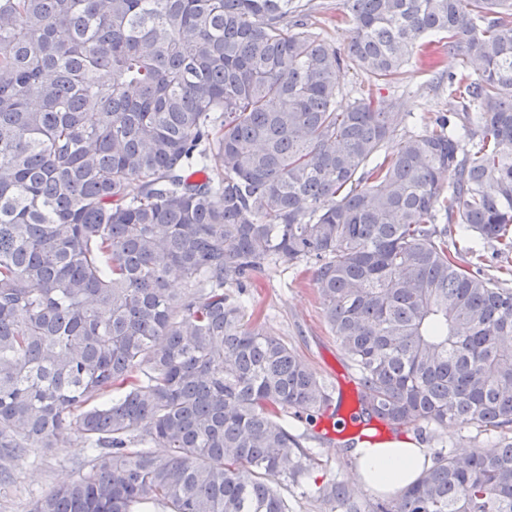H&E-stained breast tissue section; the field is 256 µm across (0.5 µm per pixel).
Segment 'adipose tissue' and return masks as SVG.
<instances>
[{"label": "adipose tissue", "mask_w": 512, "mask_h": 512, "mask_svg": "<svg viewBox=\"0 0 512 512\" xmlns=\"http://www.w3.org/2000/svg\"><path fill=\"white\" fill-rule=\"evenodd\" d=\"M358 474L363 488L394 494L411 484L429 466L426 449L409 447L402 441H391L384 447L359 451Z\"/></svg>", "instance_id": "ef3b65f1"}]
</instances>
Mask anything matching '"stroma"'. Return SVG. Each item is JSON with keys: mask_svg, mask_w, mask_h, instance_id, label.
I'll return each instance as SVG.
<instances>
[{"mask_svg": "<svg viewBox=\"0 0 512 512\" xmlns=\"http://www.w3.org/2000/svg\"><path fill=\"white\" fill-rule=\"evenodd\" d=\"M302 2L315 30L336 49H344L347 36L334 24L342 0ZM437 54L440 58L437 68L428 70L418 63H410L398 80L375 87L377 97L396 111L414 112L431 119L455 111L456 104L448 97V76L457 72L459 60L443 42L438 44ZM229 293L234 297L242 296L248 309L260 313L269 332L286 341L318 377L332 382L333 398L340 403V413L357 408V374L326 326L323 305L309 272L281 261L271 265L255 286L243 291L233 287ZM292 426L297 432L309 434L308 446L316 458L305 486L292 484L288 487L293 512H340L318 493L320 486L332 481L350 486L353 496L360 501L371 500L373 491H364L355 485L354 449L397 436L410 442L418 440L415 431L398 435L376 421L346 430L330 427L325 420L296 419ZM500 442L499 433L458 424L433 429L422 441L432 455L441 451L454 455L487 453L498 448ZM89 460V449L73 437L49 452L30 449L25 458L15 463L9 483L0 484V512H29L33 498L75 479Z\"/></svg>", "mask_w": 512, "mask_h": 512, "instance_id": "stroma-1", "label": "stroma"}]
</instances>
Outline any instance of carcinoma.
<instances>
[{"instance_id": "obj_1", "label": "carcinoma", "mask_w": 512, "mask_h": 512, "mask_svg": "<svg viewBox=\"0 0 512 512\" xmlns=\"http://www.w3.org/2000/svg\"><path fill=\"white\" fill-rule=\"evenodd\" d=\"M306 17L299 0H0V480L71 435L91 452L30 512H290L280 485L315 457L288 411L332 397L224 292L280 260L313 265L360 418L505 434L394 497H321L512 512V289L477 250L512 251V0H343L344 56ZM428 37L461 56V116L417 118L383 156L411 113L374 87L416 53L434 65ZM344 68L369 84L341 111Z\"/></svg>"}]
</instances>
